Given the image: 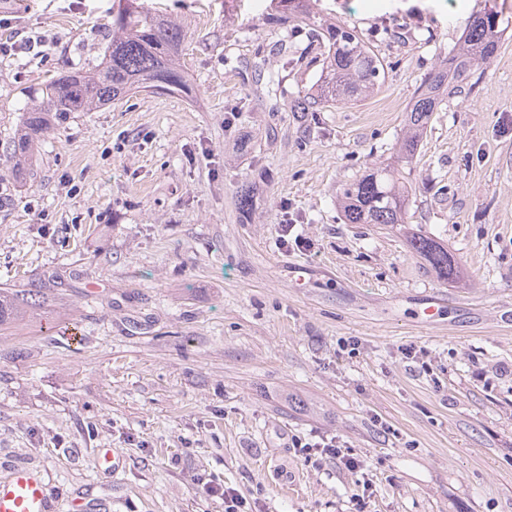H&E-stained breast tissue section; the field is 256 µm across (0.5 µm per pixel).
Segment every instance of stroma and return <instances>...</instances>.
Wrapping results in <instances>:
<instances>
[{
    "label": "stroma",
    "instance_id": "1",
    "mask_svg": "<svg viewBox=\"0 0 512 512\" xmlns=\"http://www.w3.org/2000/svg\"><path fill=\"white\" fill-rule=\"evenodd\" d=\"M8 2L0 39L47 44L0 57V287L46 300L0 331V478L26 466L59 506L110 512H224L227 488L253 512H512V0H313L387 70L313 112L290 109L318 77L312 30L276 0H148L186 33L188 88L66 114L20 179L28 91L97 63L114 0ZM487 10L500 47L414 163L409 222L460 260L448 284L336 194L390 160ZM288 219L304 247L280 248Z\"/></svg>",
    "mask_w": 512,
    "mask_h": 512
}]
</instances>
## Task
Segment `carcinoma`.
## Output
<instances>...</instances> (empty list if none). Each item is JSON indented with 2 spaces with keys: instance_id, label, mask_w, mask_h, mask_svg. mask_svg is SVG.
<instances>
[{
  "instance_id": "carcinoma-1",
  "label": "carcinoma",
  "mask_w": 512,
  "mask_h": 512,
  "mask_svg": "<svg viewBox=\"0 0 512 512\" xmlns=\"http://www.w3.org/2000/svg\"><path fill=\"white\" fill-rule=\"evenodd\" d=\"M279 11L284 22L314 24L310 0H279ZM111 27L112 42L99 64L49 80L39 96L30 94L32 105L25 109L15 138V175L23 174L22 162L50 128L53 117L87 112L140 88L164 93L186 88V72L180 64L185 33L179 24L153 13L142 0H118L112 7ZM317 28L322 30L328 51L311 92L296 101L295 107L304 110L358 101L384 85L382 61L356 30L326 21ZM500 39L497 14L474 17L459 49L448 52L412 100L393 163L376 166L341 188L340 203L347 223L385 228L406 223L412 183L405 171L411 169L439 97L468 81L475 66L488 62L499 49ZM406 242L438 279L448 283L460 279V261L441 242L414 232L407 233ZM40 297L42 288L33 282L27 288H0V329L39 306Z\"/></svg>"
}]
</instances>
